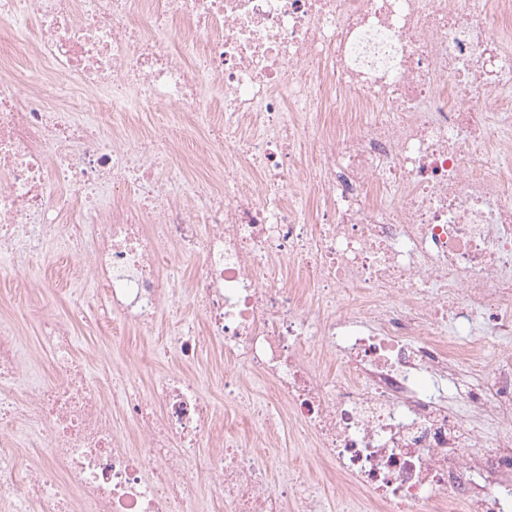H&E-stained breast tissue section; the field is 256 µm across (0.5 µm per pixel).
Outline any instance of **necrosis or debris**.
Instances as JSON below:
<instances>
[{"label": "necrosis or debris", "mask_w": 512, "mask_h": 512, "mask_svg": "<svg viewBox=\"0 0 512 512\" xmlns=\"http://www.w3.org/2000/svg\"><path fill=\"white\" fill-rule=\"evenodd\" d=\"M0 21L29 60L0 64V252L20 274L62 236L144 335L173 296L166 246L200 259L206 332L177 348L221 345L252 428L209 464L222 512H320L314 481L257 461L285 422L352 512H512V0H0ZM88 96L110 135L77 120ZM153 104L165 132L139 122ZM202 139L223 169L170 150ZM61 185L79 216L52 224ZM39 341L30 386L0 325V424L42 441L22 480L0 441L12 512H200L186 465L219 411L197 380L115 395L67 320L42 313Z\"/></svg>", "instance_id": "4bbe7bcc"}]
</instances>
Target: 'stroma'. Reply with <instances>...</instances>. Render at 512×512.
<instances>
[{
	"label": "stroma",
	"instance_id": "obj_1",
	"mask_svg": "<svg viewBox=\"0 0 512 512\" xmlns=\"http://www.w3.org/2000/svg\"><path fill=\"white\" fill-rule=\"evenodd\" d=\"M87 266V260L69 257L61 244L52 240L43 250L31 255L22 278L0 275V324H15L23 336L26 359L33 374L46 376L50 365L38 342L36 322L17 317L16 305L23 296L39 301L54 314L71 317L78 338L75 352L92 374L100 376L104 388H111L113 381L129 371L137 373L144 387L156 373L181 371L195 377L201 392L218 406L221 413L218 436L247 432L248 420L224 404V385L215 370L224 361L219 343L204 340L201 357L192 364L184 363L176 350L178 324L203 322L187 290L190 278L198 269L197 263L181 259L176 248H168L165 273L175 290L172 301L163 308L151 335H141L130 326L118 337L112 333L111 321L101 315V289L93 282ZM275 448L280 462L268 471L270 483H279L286 469L292 468L317 481L324 502L340 500L343 484L322 476L321 464L310 449L290 448L284 433L278 436Z\"/></svg>",
	"mask_w": 512,
	"mask_h": 512
}]
</instances>
